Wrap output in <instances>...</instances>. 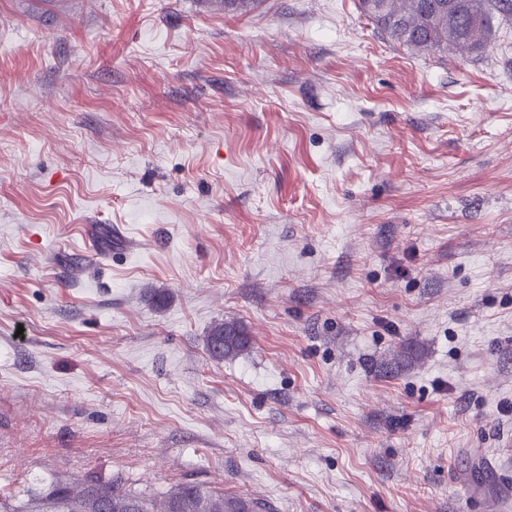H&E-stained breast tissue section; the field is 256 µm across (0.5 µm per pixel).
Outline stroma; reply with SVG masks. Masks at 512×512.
Here are the masks:
<instances>
[{
  "label": "stroma",
  "mask_w": 512,
  "mask_h": 512,
  "mask_svg": "<svg viewBox=\"0 0 512 512\" xmlns=\"http://www.w3.org/2000/svg\"><path fill=\"white\" fill-rule=\"evenodd\" d=\"M88 476L512 512V22L0 0V496ZM359 7L394 42L425 52L485 49L496 14L512 17V0H359ZM253 339L246 327L237 321L215 324L206 340L208 355L215 361L233 358L252 348Z\"/></svg>",
  "instance_id": "1"
}]
</instances>
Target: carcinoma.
<instances>
[{
	"instance_id": "1",
	"label": "carcinoma",
	"mask_w": 512,
	"mask_h": 512,
	"mask_svg": "<svg viewBox=\"0 0 512 512\" xmlns=\"http://www.w3.org/2000/svg\"><path fill=\"white\" fill-rule=\"evenodd\" d=\"M359 7L394 42L425 52L450 46L480 51L492 38L495 16L512 17V0H359ZM252 345V336L237 321L215 324L206 340L215 361L236 357ZM90 492L97 495L100 512H270L261 501L194 482H181L157 499L127 490L116 479L94 478L53 480L17 509L0 498V512H77L76 502Z\"/></svg>"
}]
</instances>
